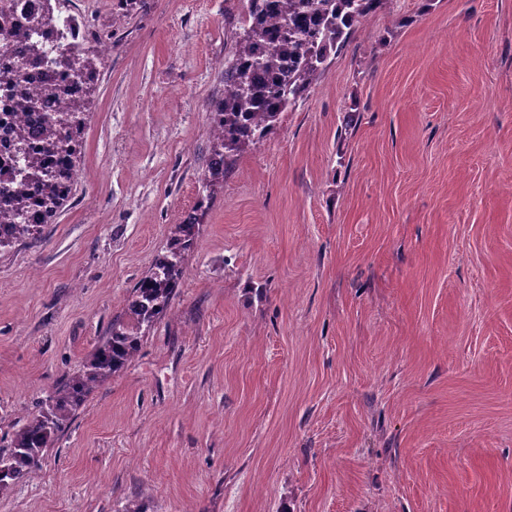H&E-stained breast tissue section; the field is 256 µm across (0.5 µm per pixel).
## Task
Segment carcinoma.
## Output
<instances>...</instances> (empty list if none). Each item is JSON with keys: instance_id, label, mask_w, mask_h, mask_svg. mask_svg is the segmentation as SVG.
Returning <instances> with one entry per match:
<instances>
[{"instance_id": "1", "label": "carcinoma", "mask_w": 512, "mask_h": 512, "mask_svg": "<svg viewBox=\"0 0 512 512\" xmlns=\"http://www.w3.org/2000/svg\"><path fill=\"white\" fill-rule=\"evenodd\" d=\"M244 16L228 60L224 63V96L209 103L215 121L212 149L202 173L208 200L231 164V157L262 142L274 130L281 113L305 100L313 82L323 74L331 55L340 52L355 25L383 11L390 0H243ZM55 11L51 0L32 9L28 25H0L5 50L33 65L53 64L47 55L43 27ZM99 54L83 44L74 47L68 65L95 79ZM0 96L18 112L40 111L41 98L61 101L62 110L43 117V142L30 146L25 127H10L7 153L0 156V223L10 224L0 247L36 237L67 200L75 174L80 143L77 139L91 86L73 93L53 78L34 96L18 82L3 79ZM194 223L177 224L167 254L137 283L128 308L137 317L138 331L112 322L109 336L90 360L69 376L50 397L47 408L27 417L15 432L11 447L0 451V488L34 471L51 437L75 408L99 384L122 370L141 344L139 329L150 330L165 313L183 275L182 259L194 244Z\"/></svg>"}]
</instances>
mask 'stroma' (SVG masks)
Masks as SVG:
<instances>
[{"instance_id": "stroma-1", "label": "stroma", "mask_w": 512, "mask_h": 512, "mask_svg": "<svg viewBox=\"0 0 512 512\" xmlns=\"http://www.w3.org/2000/svg\"><path fill=\"white\" fill-rule=\"evenodd\" d=\"M242 15L93 0L71 192L0 248V449L194 246L0 512H512V0L367 16L206 202ZM194 223L176 224L167 254L137 283L128 308L137 317L138 330L149 331L165 313L183 275L182 259L194 244ZM145 331L143 334H145Z\"/></svg>"}]
</instances>
